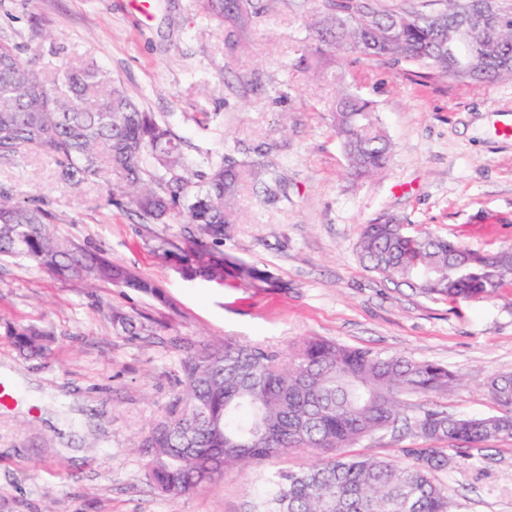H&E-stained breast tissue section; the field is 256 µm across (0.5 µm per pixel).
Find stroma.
Here are the masks:
<instances>
[{
    "label": "stroma",
    "instance_id": "obj_1",
    "mask_svg": "<svg viewBox=\"0 0 512 512\" xmlns=\"http://www.w3.org/2000/svg\"><path fill=\"white\" fill-rule=\"evenodd\" d=\"M259 5L253 23L234 31L201 18L191 0H0V41L52 51L63 66L94 58L169 121L188 154L260 160L279 177L269 193L244 177L239 222L223 245L272 281L218 284L183 275L184 225L144 223L108 205L94 184L62 188L55 163L35 152L0 164V183L42 196L61 236L104 250L160 290L86 289L24 262L0 263V323L55 335L41 360L21 359L0 335V373L19 391L0 408V512H251L272 475L310 464L289 452L225 470L195 494H156L129 439L179 390L185 339L283 348L308 336L433 362L465 381L405 395L408 413L493 412L483 381L512 373V285L456 303L397 288L364 268L357 241L362 225L393 217L410 233L479 253L512 245V83L427 79L350 51L307 57L312 0ZM340 90L374 104L392 145L388 168L357 182L331 112ZM162 238L168 251L157 248ZM95 298L130 316L139 334H116ZM428 445L383 431L353 451L394 458ZM447 454L451 464L435 478L451 490L448 512H512V439Z\"/></svg>",
    "mask_w": 512,
    "mask_h": 512
}]
</instances>
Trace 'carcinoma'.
<instances>
[{"instance_id": "carcinoma-1", "label": "carcinoma", "mask_w": 512, "mask_h": 512, "mask_svg": "<svg viewBox=\"0 0 512 512\" xmlns=\"http://www.w3.org/2000/svg\"><path fill=\"white\" fill-rule=\"evenodd\" d=\"M310 30L319 52L347 50L394 66H415L430 78L512 81V0H418L388 8L381 0H314ZM219 23L248 25L254 0H197ZM43 54L0 42V163L35 151L52 159L65 188L104 186L109 204L136 209L155 224L192 225L181 261L195 276L240 282L271 278L255 266L226 265L220 250L236 223L241 166L197 162L184 153L169 123L141 110L110 73L93 62L65 67ZM336 135L354 179L384 171L391 144L371 102L352 93L336 99ZM252 178L278 183L266 165L248 164ZM46 200L19 197L0 184V258L22 260L80 281L103 280L154 292L101 252L79 250L55 231ZM358 248L364 267L381 280L427 296L480 300L512 284V246L468 277L457 261L473 251L429 233L411 235L399 221L365 224ZM19 356H48L49 333L7 324ZM182 388L167 414L133 437L150 457L149 479L162 496L197 492L226 468L301 450L317 459L280 472L256 512H448L450 490L433 474L448 466L441 448H403V460L347 452L358 441L402 429L440 443L481 448L512 437V374L485 383L496 412L461 418L435 409L403 410L405 394L444 390L458 376L447 367L382 355L335 342L300 338L288 352L233 336L189 343L180 362Z\"/></svg>"}]
</instances>
